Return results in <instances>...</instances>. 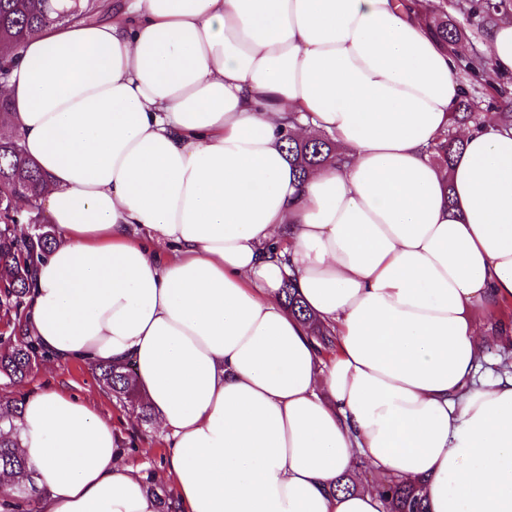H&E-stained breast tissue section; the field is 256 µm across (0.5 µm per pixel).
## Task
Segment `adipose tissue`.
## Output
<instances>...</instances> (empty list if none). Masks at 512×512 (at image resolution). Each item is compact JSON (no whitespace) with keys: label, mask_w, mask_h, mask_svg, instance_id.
Here are the masks:
<instances>
[{"label":"adipose tissue","mask_w":512,"mask_h":512,"mask_svg":"<svg viewBox=\"0 0 512 512\" xmlns=\"http://www.w3.org/2000/svg\"><path fill=\"white\" fill-rule=\"evenodd\" d=\"M415 0H120L46 29L4 92L57 244L23 322L50 361L126 363L180 512H512V371L477 380L512 303V129L429 147L464 91ZM482 50L512 74V21ZM332 135L295 176L283 131ZM294 279L336 336L281 305ZM35 512H157L120 434L67 391L24 397ZM453 129L449 128L446 133L440 134L430 148L433 160L443 168H448L463 149V142L457 139ZM281 292L284 305L295 317L305 324L310 336L316 343L320 344L324 349L333 348V334L330 330L321 326L313 319V316H311L305 308L301 296L290 279L284 283ZM385 481V480H384ZM379 481L381 493L388 501L390 512H427L420 488Z\"/></svg>","instance_id":"adipose-tissue-1"}]
</instances>
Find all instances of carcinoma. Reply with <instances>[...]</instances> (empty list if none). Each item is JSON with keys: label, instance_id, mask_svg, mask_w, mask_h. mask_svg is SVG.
<instances>
[{"label": "carcinoma", "instance_id": "cac0c4a2", "mask_svg": "<svg viewBox=\"0 0 512 512\" xmlns=\"http://www.w3.org/2000/svg\"><path fill=\"white\" fill-rule=\"evenodd\" d=\"M457 6L468 17L484 20L512 10L509 0H479L477 3L460 0ZM440 8V4L428 5L429 29L442 43L455 44L460 36L456 25L449 23L446 17L439 20L431 18ZM104 14L103 0H0V47L18 48L50 26L73 20L97 22ZM487 66L488 61L476 50L462 59V68L470 76ZM477 100L478 96L466 93L456 106L454 123L482 125L494 122L505 130L512 129L511 109L483 115L475 111ZM284 142L286 158L301 178L336 160V145L326 135L298 141L287 133ZM462 149L463 142L450 128L431 145L432 158L439 166L447 168ZM43 189L42 175L24 156L20 138L0 140V268L8 272L5 279L8 288L0 292V310L6 315L12 312L19 317L26 307L34 263H21L22 254H35L41 259L56 245V239L49 230L39 227L26 237L18 236L15 231L17 222L38 223L37 204ZM281 292L284 305L305 324L316 343L325 349L333 347V334L313 319L292 281H286ZM38 355L42 357L44 353L35 340L22 325H15L13 338L0 347V376L15 382L22 381L31 369V358ZM92 371L108 394L130 407L142 421L152 419V409L140 394L131 368L121 364H98L92 367ZM20 414V400L7 396L0 399V423L11 422ZM29 482L30 468L17 442L0 433V485L6 484L12 489L10 493H0V512H30L32 494L28 491ZM379 485L388 501L389 512H427L421 489L382 481ZM147 489L156 498L159 512H178L172 491L151 481Z\"/></svg>", "mask_w": 512, "mask_h": 512}]
</instances>
